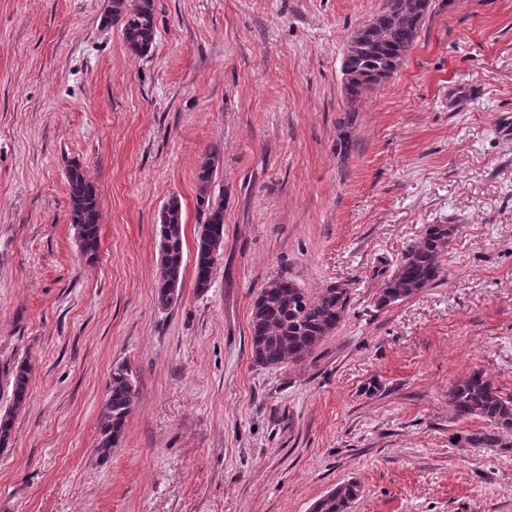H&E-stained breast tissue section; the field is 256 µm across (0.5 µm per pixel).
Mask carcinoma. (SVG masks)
<instances>
[{
    "instance_id": "obj_1",
    "label": "carcinoma",
    "mask_w": 512,
    "mask_h": 512,
    "mask_svg": "<svg viewBox=\"0 0 512 512\" xmlns=\"http://www.w3.org/2000/svg\"><path fill=\"white\" fill-rule=\"evenodd\" d=\"M429 0H386L385 10L365 41L344 56L342 73L349 75L344 90L349 103H356L372 87L389 79L400 67L406 52L419 35ZM108 24L120 25L127 49L148 55L156 43L157 28L153 0H110L105 16ZM219 158L205 155L198 164L196 179L198 211L204 216L196 240L195 288L205 292L224 250V193L213 191ZM71 201L70 224L79 231V247L89 260L99 250L100 200L96 187L87 179L78 163L65 171ZM455 232L451 224H429L420 240L408 247L395 270L385 280L376 298L384 308L407 299L442 279V255ZM160 271L155 282V300L162 309L178 298L183 279L184 229L181 201L172 196L160 213ZM350 303V291L333 285L310 296L284 276L271 279L253 303L250 350L256 365L275 368L297 363L311 354L342 322ZM12 387L11 406L0 414V447L8 445L15 415L27 399L31 364L22 360L9 372ZM136 397L132 373L124 364L112 368L108 393L99 416L98 454H111L123 434ZM448 403L461 419L477 418L489 424L486 430H463L454 442L475 448H507L502 433L512 431V397L501 390L480 370H474L448 390ZM361 493L357 482L336 485L318 499L312 512H349Z\"/></svg>"
}]
</instances>
